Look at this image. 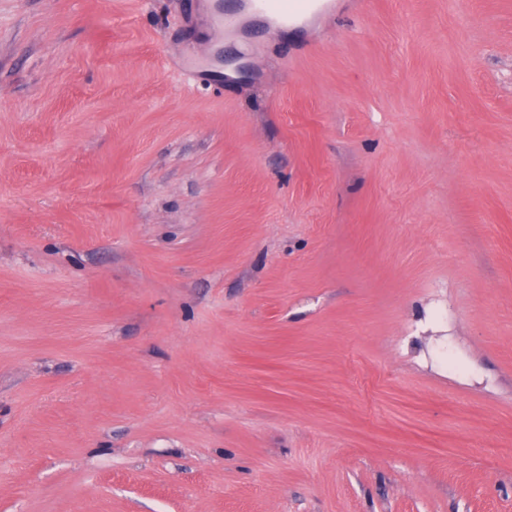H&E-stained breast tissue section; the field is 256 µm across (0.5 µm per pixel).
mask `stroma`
<instances>
[{
  "instance_id": "1",
  "label": "stroma",
  "mask_w": 512,
  "mask_h": 512,
  "mask_svg": "<svg viewBox=\"0 0 512 512\" xmlns=\"http://www.w3.org/2000/svg\"><path fill=\"white\" fill-rule=\"evenodd\" d=\"M0 0V512H512V0ZM320 0H238V10L265 15L278 28L296 25L318 11Z\"/></svg>"
}]
</instances>
